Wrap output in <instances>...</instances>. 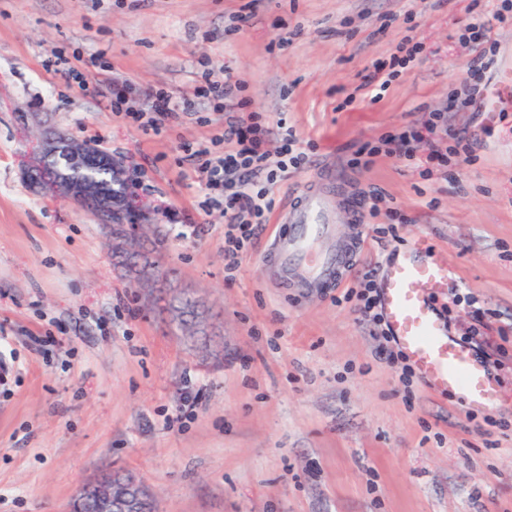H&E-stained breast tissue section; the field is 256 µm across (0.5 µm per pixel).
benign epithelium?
<instances>
[{
  "mask_svg": "<svg viewBox=\"0 0 512 512\" xmlns=\"http://www.w3.org/2000/svg\"><path fill=\"white\" fill-rule=\"evenodd\" d=\"M92 167L106 169L112 181L98 184L78 176ZM24 175L37 189L64 197L82 208H97L112 255L124 260L134 287L151 289L156 296L164 282V269L143 246L144 234L156 223L159 208L138 192L128 165L96 144L78 142L64 135H43L37 150L24 165ZM171 321L204 333V311L199 303L176 304L168 312ZM152 501L147 488L129 474L117 480L102 479L82 486L71 500V512L93 507L97 512H143Z\"/></svg>",
  "mask_w": 512,
  "mask_h": 512,
  "instance_id": "7a95c632",
  "label": "benign epithelium"
}]
</instances>
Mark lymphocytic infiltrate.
I'll return each instance as SVG.
<instances>
[{"label": "lymphocytic infiltrate", "mask_w": 512, "mask_h": 512, "mask_svg": "<svg viewBox=\"0 0 512 512\" xmlns=\"http://www.w3.org/2000/svg\"><path fill=\"white\" fill-rule=\"evenodd\" d=\"M238 83L232 75L224 77V138L237 140L240 148L236 153L225 155L217 163L202 164L199 174L208 186L218 188L227 183L237 184L238 189L224 199V254L228 259L227 270H235L236 258L247 239L264 224L267 214L275 205L267 191L253 190L251 180L265 176L267 182H276L289 167H300L305 160L304 152L294 151L295 135L286 122H279L277 137L281 143L284 160L271 162L270 152L259 136H246L245 120L238 115L233 103Z\"/></svg>", "instance_id": "lymphocytic-infiltrate-1"}]
</instances>
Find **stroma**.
Listing matches in <instances>:
<instances>
[{
	"label": "stroma",
	"mask_w": 512,
	"mask_h": 512,
	"mask_svg": "<svg viewBox=\"0 0 512 512\" xmlns=\"http://www.w3.org/2000/svg\"><path fill=\"white\" fill-rule=\"evenodd\" d=\"M502 3L0 0V512H64L113 469L159 512H512V101L470 100L512 73ZM475 5L487 31L466 29ZM379 68L388 84H366ZM227 72L242 113L286 118L307 155L268 186L276 208L328 185L334 238L358 243L339 287L282 277L271 221L226 274L225 191L200 179L197 151L238 149ZM158 89L183 119L156 134ZM432 112L447 128L425 129ZM410 122L424 127L411 158L382 142ZM46 128L128 160L160 207L166 285L209 311L207 342L148 312L96 215L31 188L22 165ZM463 131L467 150L431 158ZM419 238L448 261L435 303L485 361L493 409L429 392L358 312L362 273Z\"/></svg>",
	"instance_id": "obj_1"
}]
</instances>
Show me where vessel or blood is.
Listing matches in <instances>:
<instances>
[{
    "label": "vessel or blood",
    "instance_id": "1",
    "mask_svg": "<svg viewBox=\"0 0 512 512\" xmlns=\"http://www.w3.org/2000/svg\"><path fill=\"white\" fill-rule=\"evenodd\" d=\"M336 211L331 198L312 185L302 187L284 208V229L272 243L281 270L304 267L307 288L337 287L352 265L350 254L322 248ZM448 285V264L421 245L400 252L383 270L379 302L389 333L432 392H453L467 408L493 407L496 384L483 360L448 334V324L433 302Z\"/></svg>",
    "mask_w": 512,
    "mask_h": 512
}]
</instances>
